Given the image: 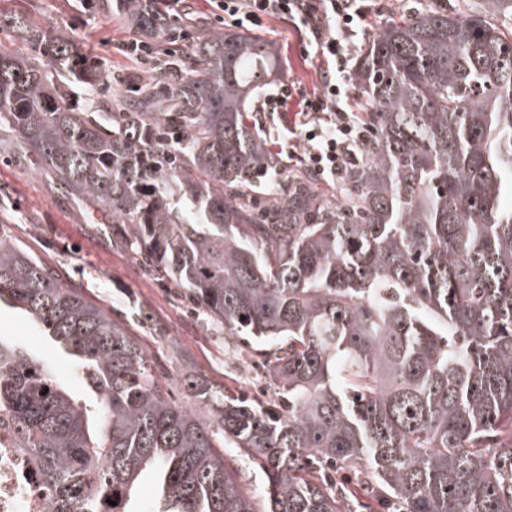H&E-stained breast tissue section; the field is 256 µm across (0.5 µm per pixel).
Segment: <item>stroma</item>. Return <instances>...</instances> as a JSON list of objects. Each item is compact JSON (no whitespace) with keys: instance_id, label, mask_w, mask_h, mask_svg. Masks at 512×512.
I'll return each instance as SVG.
<instances>
[{"instance_id":"35a3bbf8","label":"stroma","mask_w":512,"mask_h":512,"mask_svg":"<svg viewBox=\"0 0 512 512\" xmlns=\"http://www.w3.org/2000/svg\"><path fill=\"white\" fill-rule=\"evenodd\" d=\"M0 12L24 15L43 28L65 30L85 56L111 74V81L101 92L105 99L127 90L126 79L132 75L168 80V60L188 51L184 43L166 44L152 57H128L123 46L135 35L121 19L84 14L75 0H0ZM258 34L278 54L280 82H298L309 92L317 89L316 69L303 57L286 22L276 17L268 19ZM0 221L54 268L65 284L83 289L104 304L151 358L166 363L176 402L187 400L179 383L187 375L259 397L267 395L248 348L206 327L186 299L144 275L130 251L101 244L100 228L112 221L107 212L51 191L35 157L20 158L6 148L0 151ZM0 336L49 364L75 398L91 403V395L70 361L11 309L0 310Z\"/></svg>"}]
</instances>
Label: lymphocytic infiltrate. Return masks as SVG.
<instances>
[{"mask_svg":"<svg viewBox=\"0 0 512 512\" xmlns=\"http://www.w3.org/2000/svg\"><path fill=\"white\" fill-rule=\"evenodd\" d=\"M234 27L257 29L267 19L287 20L297 31L305 58L318 63L321 88L303 93L295 84L280 85L258 109V121L272 120L299 97V118L288 131V154L302 152L316 179L339 181L361 160L364 139L356 113L346 108L351 55L348 40L366 18L363 0H215Z\"/></svg>","mask_w":512,"mask_h":512,"instance_id":"obj_1","label":"lymphocytic infiltrate"}]
</instances>
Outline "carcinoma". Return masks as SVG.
I'll return each mask as SVG.
<instances>
[{
    "label": "carcinoma",
    "instance_id": "carcinoma-1",
    "mask_svg": "<svg viewBox=\"0 0 512 512\" xmlns=\"http://www.w3.org/2000/svg\"><path fill=\"white\" fill-rule=\"evenodd\" d=\"M180 42L168 0H78ZM512 0L383 22L354 67L364 158L318 197L256 134L270 44L201 26L160 87L111 102L68 35L0 15V128L56 193L112 214L104 236L249 344L278 400L162 367L109 311L0 225V304L71 358L82 405L0 336V429L47 512H256L223 448L258 465L262 512H512ZM82 98H76V90ZM282 188L256 206L260 183ZM213 415L198 420L196 409ZM116 502L112 506L108 501Z\"/></svg>",
    "mask_w": 512,
    "mask_h": 512
}]
</instances>
